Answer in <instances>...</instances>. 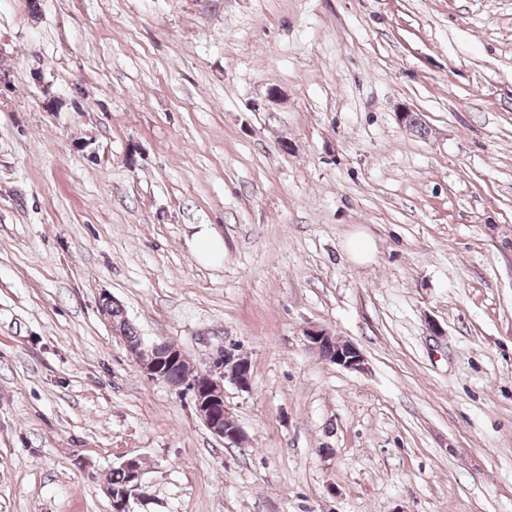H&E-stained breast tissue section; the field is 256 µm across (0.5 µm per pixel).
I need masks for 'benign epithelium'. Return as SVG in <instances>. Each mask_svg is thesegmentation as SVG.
I'll return each mask as SVG.
<instances>
[{
    "label": "benign epithelium",
    "instance_id": "1",
    "mask_svg": "<svg viewBox=\"0 0 512 512\" xmlns=\"http://www.w3.org/2000/svg\"><path fill=\"white\" fill-rule=\"evenodd\" d=\"M116 335L121 337L130 355L145 375L151 379L162 380L172 388L192 395L198 417L214 436L235 445L242 444L243 430L227 412L224 404V377H230L242 390L249 389L250 364L245 357L226 351L211 369L172 380L167 374L168 365L178 358L184 359L183 354L172 346V343L147 342L142 338L133 342L119 331ZM306 342L310 348L319 352L329 350L328 360L339 366L355 371L364 368V358L357 347L346 342L340 343L322 330L310 331L306 334ZM120 468L127 473V481L121 492L112 491L108 485L104 486V491L111 500L112 512H129L130 497L140 487L144 469L138 457L123 460Z\"/></svg>",
    "mask_w": 512,
    "mask_h": 512
}]
</instances>
